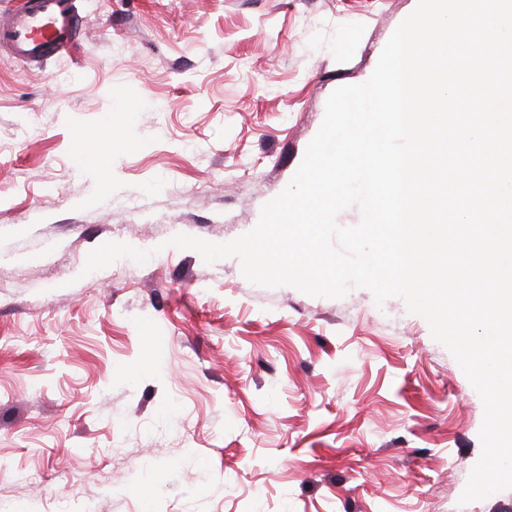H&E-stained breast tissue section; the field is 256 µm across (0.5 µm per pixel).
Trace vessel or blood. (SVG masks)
<instances>
[{
  "instance_id": "obj_1",
  "label": "vessel or blood",
  "mask_w": 512,
  "mask_h": 512,
  "mask_svg": "<svg viewBox=\"0 0 512 512\" xmlns=\"http://www.w3.org/2000/svg\"><path fill=\"white\" fill-rule=\"evenodd\" d=\"M83 27L76 0H22L0 15V60L43 63L71 52Z\"/></svg>"
}]
</instances>
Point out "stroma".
<instances>
[{
  "label": "stroma",
  "instance_id": "obj_1",
  "mask_svg": "<svg viewBox=\"0 0 512 512\" xmlns=\"http://www.w3.org/2000/svg\"><path fill=\"white\" fill-rule=\"evenodd\" d=\"M418 0H81L83 34L0 61V478L11 512H512L460 504L484 407L428 323L250 283L170 246L253 229L332 92ZM112 141L110 199L76 168ZM152 251L84 273L90 251Z\"/></svg>",
  "mask_w": 512,
  "mask_h": 512
}]
</instances>
